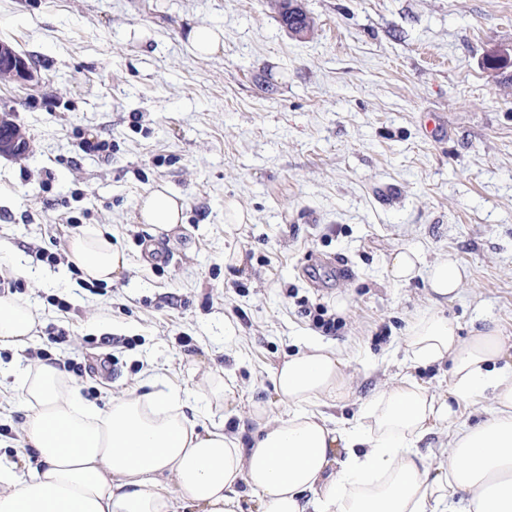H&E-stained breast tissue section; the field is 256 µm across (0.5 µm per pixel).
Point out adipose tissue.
Listing matches in <instances>:
<instances>
[{"label":"adipose tissue","instance_id":"obj_1","mask_svg":"<svg viewBox=\"0 0 512 512\" xmlns=\"http://www.w3.org/2000/svg\"><path fill=\"white\" fill-rule=\"evenodd\" d=\"M152 233L184 221V203L167 186L139 203ZM85 281L111 283L127 270L109 238L88 230L69 256ZM37 336L31 309L0 297V348L25 350ZM407 357L430 366L451 361L444 395L401 380L375 394L351 427L330 425L345 363L314 344L282 361L274 390L287 418L267 420L250 444L224 424L197 431L180 392L156 380L99 409L43 360L19 374L27 409L24 435L38 466L19 472L0 463V512H243L245 483L261 512H512V370L500 367L504 342L495 326L462 340L455 324L426 311L404 339ZM490 409L462 423L463 402ZM450 428L448 463L428 465L415 444ZM344 461H337V453Z\"/></svg>","mask_w":512,"mask_h":512}]
</instances>
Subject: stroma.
I'll return each instance as SVG.
<instances>
[{"mask_svg":"<svg viewBox=\"0 0 512 512\" xmlns=\"http://www.w3.org/2000/svg\"><path fill=\"white\" fill-rule=\"evenodd\" d=\"M303 4L305 39L278 0H0V42L42 77L0 84L30 141L0 158V268L40 328L67 331L53 356L80 364L67 378L99 408L159 377L249 439L256 404L287 416L274 369L312 344L346 362L334 419L357 424L403 378L446 392L448 364L404 354L443 258L466 273L444 305L461 337L491 322L512 342V69L485 63L512 49V0ZM195 25L223 29L217 54L190 51ZM84 136L108 140L109 159L79 151ZM160 183L185 221L155 236L138 203ZM87 229L128 261L93 293L39 258ZM398 249L421 258L407 282L388 274ZM301 297L344 327L312 329ZM110 353L112 374L94 371ZM18 364L0 349V456L24 468ZM212 374L233 392L221 407L205 405ZM295 9L297 11H301L302 8L301 1H296ZM279 16L283 26L288 27V32L292 35L298 36L299 38H303L311 34L314 30V21L313 18L304 10L302 12H297L293 9L294 1L292 0H282L279 1ZM290 29V31H289Z\"/></svg>","mask_w":512,"mask_h":512,"instance_id":"1","label":"stroma"}]
</instances>
